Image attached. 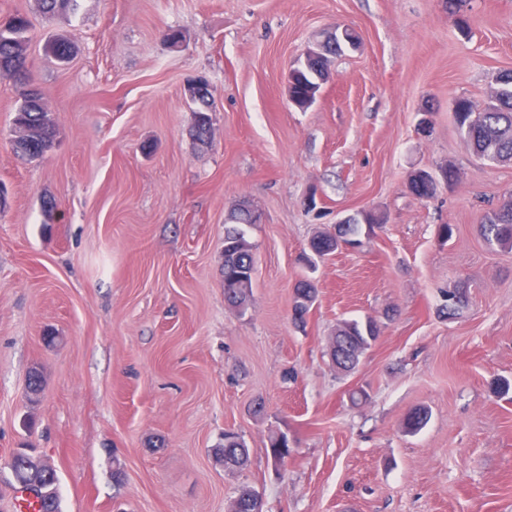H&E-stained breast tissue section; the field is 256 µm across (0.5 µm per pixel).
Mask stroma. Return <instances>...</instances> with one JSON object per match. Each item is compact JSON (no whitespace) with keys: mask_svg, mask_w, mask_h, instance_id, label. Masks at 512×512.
Returning <instances> with one entry per match:
<instances>
[{"mask_svg":"<svg viewBox=\"0 0 512 512\" xmlns=\"http://www.w3.org/2000/svg\"><path fill=\"white\" fill-rule=\"evenodd\" d=\"M15 14L57 135L18 158L20 89L0 79V512L4 454L26 443L56 470L61 512H228L244 487L265 512H512V252L479 231L512 164L477 159L452 117L512 70V0H81L67 16L0 0V22ZM340 24L357 47L294 108L292 64ZM53 39L75 42L69 65L45 55ZM200 76L205 147L187 93ZM450 164L452 187L410 193ZM243 202L262 221L241 310L221 264ZM363 210L383 229L308 272L310 238ZM307 277L318 296L297 326ZM369 319L376 340L337 370L330 337ZM418 409L428 422L407 433ZM228 431L250 454L233 474L215 456ZM457 180V170L453 165H448L440 169L438 175L428 171H419L413 175L410 180V189L412 194L418 199L432 198L438 185L446 183L447 187L452 186ZM317 296L316 286L309 280H300L294 291L293 297V322L304 324L306 316L313 306Z\"/></svg>","mask_w":512,"mask_h":512,"instance_id":"stroma-1","label":"stroma"}]
</instances>
